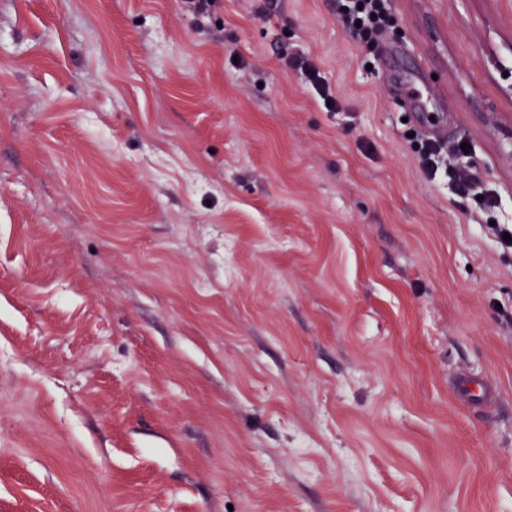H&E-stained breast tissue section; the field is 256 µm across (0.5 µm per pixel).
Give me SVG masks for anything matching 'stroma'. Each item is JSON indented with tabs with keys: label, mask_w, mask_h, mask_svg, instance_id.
<instances>
[{
	"label": "stroma",
	"mask_w": 512,
	"mask_h": 512,
	"mask_svg": "<svg viewBox=\"0 0 512 512\" xmlns=\"http://www.w3.org/2000/svg\"><path fill=\"white\" fill-rule=\"evenodd\" d=\"M391 10L0 0V512H512V0ZM342 26L358 44L373 43L391 23L388 0H339ZM358 5H363L362 10ZM360 21V28L355 22ZM289 62L294 67H299L305 71L309 80L312 82L313 87L323 99L325 106L328 109H336V99L328 93V88L321 80L318 69L307 59H304L301 56L291 57L289 58ZM327 101H330V106H327ZM417 155L421 168L436 173L439 165L445 163L448 157L447 147L443 142L433 139L424 133L418 134ZM459 396L469 403L483 402L490 394L485 382L474 380L470 377H461L457 381Z\"/></svg>",
	"instance_id": "obj_1"
}]
</instances>
